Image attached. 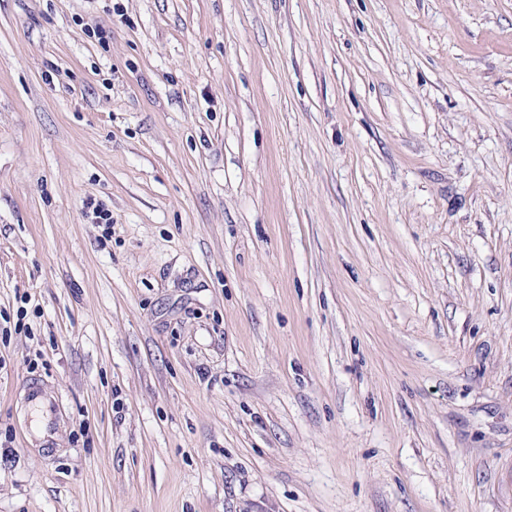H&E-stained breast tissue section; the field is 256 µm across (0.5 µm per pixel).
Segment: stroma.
Masks as SVG:
<instances>
[{"mask_svg": "<svg viewBox=\"0 0 512 512\" xmlns=\"http://www.w3.org/2000/svg\"><path fill=\"white\" fill-rule=\"evenodd\" d=\"M21 305L0 512H512V0H0ZM31 401L40 409L41 412V432L46 433L45 438H50V435L55 432L56 426V404L48 397H43L40 387L33 385L30 388Z\"/></svg>", "mask_w": 512, "mask_h": 512, "instance_id": "stroma-1", "label": "stroma"}]
</instances>
